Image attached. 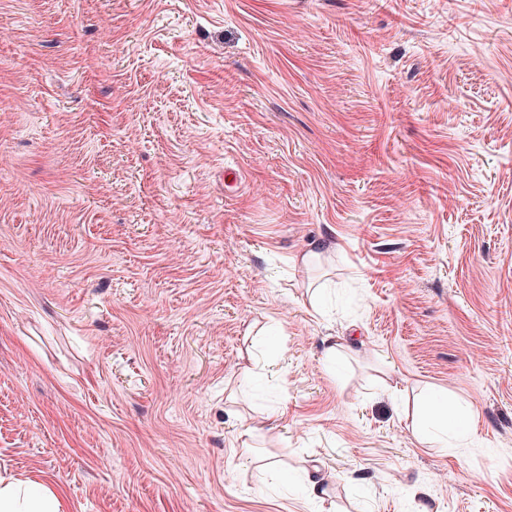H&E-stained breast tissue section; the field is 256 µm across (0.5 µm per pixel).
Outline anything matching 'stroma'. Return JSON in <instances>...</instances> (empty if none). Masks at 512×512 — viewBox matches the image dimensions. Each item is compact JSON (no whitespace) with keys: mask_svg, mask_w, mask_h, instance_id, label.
<instances>
[{"mask_svg":"<svg viewBox=\"0 0 512 512\" xmlns=\"http://www.w3.org/2000/svg\"><path fill=\"white\" fill-rule=\"evenodd\" d=\"M0 478L512 512V0H0Z\"/></svg>","mask_w":512,"mask_h":512,"instance_id":"obj_1","label":"stroma"}]
</instances>
